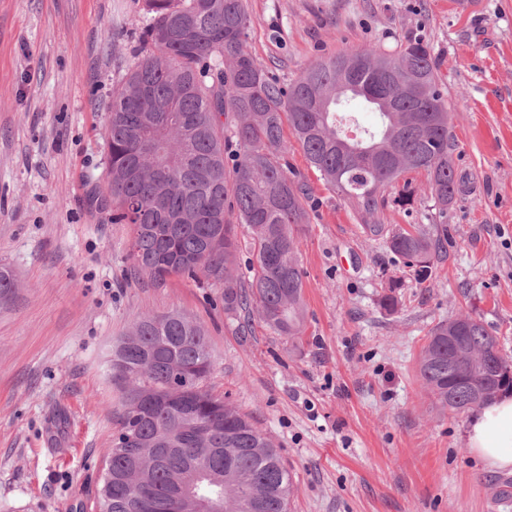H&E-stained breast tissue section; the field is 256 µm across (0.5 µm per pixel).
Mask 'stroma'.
Instances as JSON below:
<instances>
[{"instance_id": "35a3bbf8", "label": "stroma", "mask_w": 512, "mask_h": 512, "mask_svg": "<svg viewBox=\"0 0 512 512\" xmlns=\"http://www.w3.org/2000/svg\"><path fill=\"white\" fill-rule=\"evenodd\" d=\"M246 0L249 53L290 83L331 53L428 43L451 106L462 191L448 259L425 283L370 239L311 169L298 246L301 339L249 333L221 292L134 275L130 227L103 202L112 84L136 63L133 0H0V512H95L123 412L112 352L134 318L178 310L207 332L208 386L277 446L298 486L290 512H512V475L466 448L469 416L442 410L417 374L429 330L469 313L512 362V0ZM388 223H438L426 173ZM401 280L395 311L380 305Z\"/></svg>"}]
</instances>
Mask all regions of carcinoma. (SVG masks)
Here are the masks:
<instances>
[{
  "label": "carcinoma",
  "instance_id": "1",
  "mask_svg": "<svg viewBox=\"0 0 512 512\" xmlns=\"http://www.w3.org/2000/svg\"><path fill=\"white\" fill-rule=\"evenodd\" d=\"M141 58L112 85L108 127L112 221L132 225L136 274L162 285L182 277L218 288L224 313L252 314L279 336L303 335L297 262L309 223L306 185L288 167L290 127L310 166L347 200L363 232L411 268L419 283L448 258V225L384 221V190L424 171L441 219L460 190L451 163L448 96L431 47L409 40L393 56L358 48L331 54L286 85L246 49L244 0H142ZM361 98L376 131L348 135L336 107ZM152 115L153 126L143 117ZM232 117L235 163L224 161ZM250 232V276L234 274ZM469 314L439 322L419 376L443 409L465 412L512 394V366ZM204 329L178 311L135 318L112 357L124 412L108 449L98 512H190L178 488L220 494L223 512H289L298 492L275 444L206 385Z\"/></svg>",
  "mask_w": 512,
  "mask_h": 512
}]
</instances>
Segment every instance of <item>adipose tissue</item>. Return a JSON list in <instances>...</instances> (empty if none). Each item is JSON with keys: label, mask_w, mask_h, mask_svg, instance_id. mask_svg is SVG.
<instances>
[{"label": "adipose tissue", "mask_w": 512, "mask_h": 512, "mask_svg": "<svg viewBox=\"0 0 512 512\" xmlns=\"http://www.w3.org/2000/svg\"><path fill=\"white\" fill-rule=\"evenodd\" d=\"M467 443L486 470L512 472V397L480 408L468 426Z\"/></svg>", "instance_id": "adipose-tissue-1"}]
</instances>
